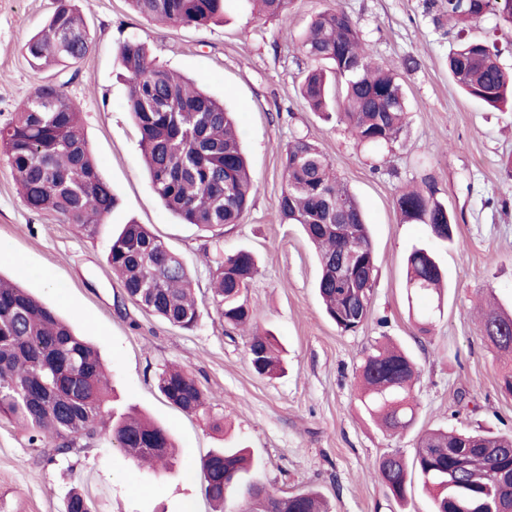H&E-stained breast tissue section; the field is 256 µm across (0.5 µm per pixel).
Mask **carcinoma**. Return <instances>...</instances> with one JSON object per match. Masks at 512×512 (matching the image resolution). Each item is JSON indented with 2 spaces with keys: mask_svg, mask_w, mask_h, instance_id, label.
I'll return each mask as SVG.
<instances>
[{
  "mask_svg": "<svg viewBox=\"0 0 512 512\" xmlns=\"http://www.w3.org/2000/svg\"><path fill=\"white\" fill-rule=\"evenodd\" d=\"M226 0H128L149 19L202 28L221 20ZM268 18L288 12L290 0H246ZM448 18L461 28L492 13L512 23V0H445ZM91 39L69 0L59 5L45 27L25 44L29 61L65 63L85 57ZM301 49L322 62L307 71L300 95L309 108L327 118L337 116L355 141L371 149L397 143L407 113L406 95L397 73L375 60L356 21L339 5L316 14ZM127 73L128 107L152 188L163 205L184 223L216 233L240 223L250 205L252 180L232 113L201 88L204 78L184 81L149 58L146 45L128 39L118 47ZM448 74L469 98L502 109L512 108V72L482 38H461L448 56ZM0 148L8 157L18 194L33 212H53L77 233L91 236L117 205L111 185L101 178L78 112L62 85L38 86L24 107L0 126ZM284 185L279 197L281 222L299 224L316 248V288L324 310L343 333L366 322L377 273L368 224L356 198L341 187L332 161L304 137L285 150ZM397 207L405 223L425 224L432 238L453 240L455 219L435 197L404 188ZM331 224H351L349 238H339ZM358 256L354 288L337 275L336 257ZM128 297L168 324L193 329L200 305L180 258L149 231L130 222L112 237L107 256ZM407 287L420 301L440 294L444 274L431 250L415 246L406 260ZM259 273L248 250L226 253L211 270L210 304L224 325L243 331L251 322L247 288ZM483 334L500 350L512 353V315L494 307L483 313ZM254 371L266 377L284 372L279 344L270 333H254L247 345ZM417 368L410 356L378 344L360 366L361 402L387 432L415 422ZM161 395L185 413L205 407L203 389L184 369L169 368L158 377ZM111 387L97 351L49 306L17 284L0 278V418L28 434L36 447L65 454L109 435L137 466L171 464L174 442L162 426L129 413L112 415ZM252 459L245 448H223L201 461L202 493L224 506L236 490L245 512H327L323 497L304 490L287 495L260 494L250 476ZM377 472L386 493L408 500L411 475L429 491L433 512H512V438L478 431L429 430L412 460L400 452L384 454ZM66 512H92L80 491L67 499Z\"/></svg>",
  "mask_w": 512,
  "mask_h": 512,
  "instance_id": "1",
  "label": "carcinoma"
}]
</instances>
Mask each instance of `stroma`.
<instances>
[{
  "mask_svg": "<svg viewBox=\"0 0 512 512\" xmlns=\"http://www.w3.org/2000/svg\"><path fill=\"white\" fill-rule=\"evenodd\" d=\"M337 2L407 88L408 125L392 148L359 146L344 124L324 120L299 94L312 65L300 37ZM72 3L92 49L59 70L33 67L24 50L56 0H0V125L36 87L63 83L118 204L94 235L78 234L61 216L24 206L0 153V275L18 280L98 348L111 369L115 410L133 406L165 426L178 461L154 473L106 440L57 454L30 447L25 433L0 420V512H65L75 487L93 512H213L201 493L200 461L228 439L251 449L255 476L272 493L313 488L332 512H432L420 486L402 507L387 496L376 474L383 453L413 458L419 436L439 427L512 436V395L502 387L512 356L484 336L477 310L491 296L512 313V111L467 98L449 77L455 29L426 0H292L277 19L229 0L223 22L202 29L141 17L126 0ZM131 38L171 71L204 78L205 90L237 115L256 190L243 221L219 236L183 223L152 190L117 53ZM302 136L333 161L370 227L377 278L368 319L354 333H340L325 316L315 251L299 225L278 217L285 149ZM427 182L456 218L453 244L401 221L400 187ZM130 221L148 225L187 267L203 302L195 328L146 311L113 275L106 261L112 233ZM418 245L431 246L448 280L425 335L409 318L405 288V257ZM239 249L260 261L248 296L255 328L271 331L283 349L286 371L277 378L252 370L246 334L225 327L207 302L216 260ZM387 339L407 349L420 371L416 422L393 436L369 417L358 389L365 352ZM174 363L197 378L204 411L185 414L159 394L156 378Z\"/></svg>",
  "mask_w": 512,
  "mask_h": 512,
  "instance_id": "35a3bbf8",
  "label": "stroma"
}]
</instances>
